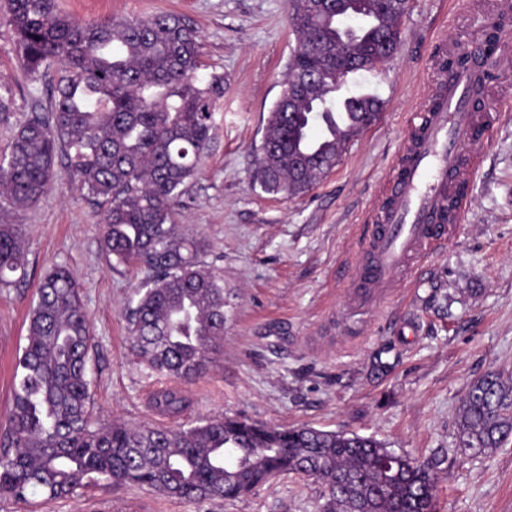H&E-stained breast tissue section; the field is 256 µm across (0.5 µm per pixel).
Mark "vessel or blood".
<instances>
[{"label": "vessel or blood", "mask_w": 512, "mask_h": 512, "mask_svg": "<svg viewBox=\"0 0 512 512\" xmlns=\"http://www.w3.org/2000/svg\"><path fill=\"white\" fill-rule=\"evenodd\" d=\"M476 81L472 67L441 78L434 87V108L412 115V130L387 180L391 203L371 215L369 244L350 282L351 306L380 302L410 260L443 239L444 225L464 220L474 172L462 166L458 149L473 145L486 151L483 134L499 118L498 107L476 110Z\"/></svg>", "instance_id": "vessel-or-blood-1"}]
</instances>
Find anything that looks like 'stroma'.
I'll list each match as a JSON object with an SVG mask.
<instances>
[{
  "label": "stroma",
  "instance_id": "35a3bbf8",
  "mask_svg": "<svg viewBox=\"0 0 512 512\" xmlns=\"http://www.w3.org/2000/svg\"><path fill=\"white\" fill-rule=\"evenodd\" d=\"M57 2L85 22L181 14L201 35L199 78L224 79L213 139L176 216L204 240L201 261L224 280V352L202 377L180 385L140 361L125 301L144 273L110 262L100 246L102 206L64 175L36 205L0 211L21 229L27 270L0 288V419L12 403L29 304L44 273L61 265L81 283L92 322L95 415L170 425L152 401L176 386L188 400L184 423L231 416L372 436L422 460L445 451L437 512H512V438L477 453L462 446L458 430L472 381L490 372L512 378V108L489 134L469 212L441 250L419 260L417 285L360 316L344 302L350 266L371 232L368 211L382 199L409 114L427 108L428 86L459 48H483L496 0H411L400 48L379 69L381 119L326 179L290 200L254 183L263 129L295 47L287 0ZM492 60L496 78L485 101H512V39H499ZM51 86V77L25 74L0 10V97L13 105L0 114V154L28 115L49 113ZM97 503L112 512H323L327 493L286 474L231 501L92 487L43 512H87Z\"/></svg>",
  "mask_w": 512,
  "mask_h": 512
}]
</instances>
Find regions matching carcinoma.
<instances>
[{"mask_svg": "<svg viewBox=\"0 0 512 512\" xmlns=\"http://www.w3.org/2000/svg\"><path fill=\"white\" fill-rule=\"evenodd\" d=\"M311 16V0H288L296 45L285 86L318 69L316 43L330 66L305 84L288 111L275 102L257 155L262 191L299 198L340 162L351 141L377 122L379 96L349 100L352 127L330 126L336 85L351 70L375 69L401 41L409 0H368L358 25L336 28V14ZM27 74L62 64L51 113H31L0 156V204L27 209L67 173L104 207L100 242L118 265L144 270L126 307L132 348L146 366L183 383L201 377L223 349L224 282L200 261L203 240L176 224L184 186L195 176L212 136V114L224 79L198 77L201 37L181 15L86 23L55 0H5ZM505 18L487 24L480 59H492ZM321 141L307 153L304 137ZM25 272L20 228L0 220V286ZM27 344L16 365L12 407L0 428V499L42 512L43 506L91 486H137L186 502L235 500L272 477L300 474L326 488L325 512H436V471L446 457L420 461L357 433L202 419L176 427L130 426L91 410L92 329L81 286L63 267L45 274L29 307ZM154 408L177 417L186 398L159 391ZM462 444L479 452L512 436V381L475 379L458 421ZM346 482L336 492V477Z\"/></svg>", "mask_w": 512, "mask_h": 512, "instance_id": "carcinoma-1", "label": "carcinoma"}]
</instances>
